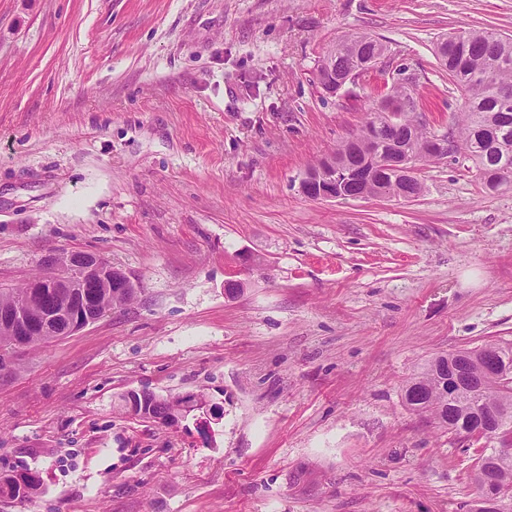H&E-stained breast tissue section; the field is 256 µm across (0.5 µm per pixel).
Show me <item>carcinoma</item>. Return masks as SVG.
Returning <instances> with one entry per match:
<instances>
[{
  "label": "carcinoma",
  "instance_id": "cac0c4a2",
  "mask_svg": "<svg viewBox=\"0 0 512 512\" xmlns=\"http://www.w3.org/2000/svg\"><path fill=\"white\" fill-rule=\"evenodd\" d=\"M383 46L380 39L363 33H346L336 39L328 50L330 61L325 69L318 70L320 82H327L346 71L353 58H371L376 49ZM441 63L448 71V82L464 98V109L456 122L455 132L448 138L456 140V147L472 160L475 178L486 188L496 190L502 182L497 172L506 170L512 174V96L504 91L512 89V38L483 30L466 32L460 50L453 45L441 53ZM398 102L396 112L401 125L385 131L376 128L383 105L371 109V117L359 132L340 145L335 152L338 159L347 158L348 177L342 184L346 196L367 193L371 196L391 186V173L383 170L371 173L367 161L370 152L386 154L393 146L408 144L420 151L422 160L430 161L432 134L415 118L417 105L414 90L399 86L386 94ZM448 360L446 375L456 383L455 394L443 391L437 384L435 361L421 367L410 379L405 389V400L418 413L431 416L445 429L461 428L473 417V400L468 380L483 371L485 380L478 395L484 408L497 406L512 400V393L502 390L496 376L497 364L512 360V343L500 346L497 352H482L481 348L470 351V356L461 352L439 356ZM497 462L489 467L485 457L478 458L474 481L478 495L493 492L499 499L512 503V452L503 448H492ZM41 487L38 476L19 472L0 479V497L8 499H32Z\"/></svg>",
  "mask_w": 512,
  "mask_h": 512
}]
</instances>
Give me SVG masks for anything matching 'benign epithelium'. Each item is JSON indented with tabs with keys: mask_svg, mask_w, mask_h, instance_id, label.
Wrapping results in <instances>:
<instances>
[{
	"mask_svg": "<svg viewBox=\"0 0 512 512\" xmlns=\"http://www.w3.org/2000/svg\"><path fill=\"white\" fill-rule=\"evenodd\" d=\"M386 55L380 53L366 61H357L338 80L330 84L328 93H336V87L345 88L354 84L358 74L365 68L377 66ZM419 157L411 152L392 151L390 158L383 162L397 177L414 174ZM343 174L341 165L331 160L325 167L310 170L300 183V191L306 192L308 184L325 185L324 191L316 196L318 200L336 198V175ZM52 272L30 279L26 292L17 299L12 292H0V335L17 337V344L6 351H0V364H5L18 352L27 349L24 341L28 336H49L53 339L70 336L98 321L96 306L86 295V289L110 288L112 296L119 300L135 294V284L122 271L112 267L100 256L89 252H72L48 262ZM159 404L168 406L165 414L154 421L174 425L193 412L207 414L208 401L200 394H186L179 403L172 406L170 401L154 396ZM497 437L507 447L512 444V432L497 427L489 430L480 425L462 436L475 439L487 435Z\"/></svg>",
	"mask_w": 512,
	"mask_h": 512,
	"instance_id": "obj_1",
	"label": "benign epithelium"
}]
</instances>
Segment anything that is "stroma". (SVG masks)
Listing matches in <instances>:
<instances>
[{"instance_id":"stroma-1","label":"stroma","mask_w":512,"mask_h":512,"mask_svg":"<svg viewBox=\"0 0 512 512\" xmlns=\"http://www.w3.org/2000/svg\"><path fill=\"white\" fill-rule=\"evenodd\" d=\"M474 29L512 38V0H0V289L73 251L136 286L0 367V473L42 484L0 512H466L484 441L403 393L512 343V189L459 151L417 164L411 200L299 186L396 83L448 134L434 48ZM346 32L389 54L329 96L314 71ZM142 389L220 416L125 413ZM144 393L153 395L154 400L159 404L170 406L165 414L159 417H151L156 422L164 423L167 425L177 424L181 419H184L193 412H200L203 415H207L208 401L200 394H186L179 397V403L171 406L170 401L164 398H160L152 391L141 390V391H130L123 396L122 402L123 407L132 415L141 416L143 411H139L135 404L136 395H143Z\"/></svg>"}]
</instances>
